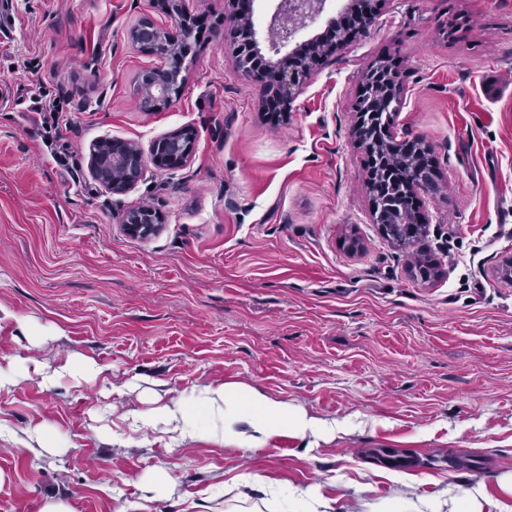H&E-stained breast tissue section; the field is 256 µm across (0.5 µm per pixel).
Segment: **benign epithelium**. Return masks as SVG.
<instances>
[{"mask_svg": "<svg viewBox=\"0 0 512 512\" xmlns=\"http://www.w3.org/2000/svg\"><path fill=\"white\" fill-rule=\"evenodd\" d=\"M323 2L324 0H278L270 27L277 30L279 38L271 44V50L278 54L287 47L289 51L276 60H265L262 68L255 62V55L261 53V50L254 27L248 25V20L238 10L231 12L230 35L237 68L259 87L261 100L267 111L279 114L288 112L295 95L310 74L311 62L343 46L352 34H366L375 19V10L367 8L362 22L352 34L332 27L324 37H313L294 47L290 46L297 23L314 21L322 10ZM165 3L166 11L178 18L177 27L159 28L152 18L144 16L131 30L130 37L138 47L164 57L167 66L178 67L188 50L187 35L192 19L184 0H165ZM165 74L166 70L153 67L139 73V87L153 97L156 107L168 100ZM193 143V133L189 130L172 132L154 141L147 150L133 142L99 140L90 148V173L105 191L124 194L134 189L142 180L149 161L165 170L179 169L186 165L192 154ZM157 228L155 213L151 210L137 209L126 215L125 230L132 236L147 238Z\"/></svg>", "mask_w": 512, "mask_h": 512, "instance_id": "7a95c632", "label": "benign epithelium"}]
</instances>
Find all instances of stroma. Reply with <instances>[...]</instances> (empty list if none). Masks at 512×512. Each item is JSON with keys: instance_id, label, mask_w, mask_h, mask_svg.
Instances as JSON below:
<instances>
[{"instance_id": "1", "label": "stroma", "mask_w": 512, "mask_h": 512, "mask_svg": "<svg viewBox=\"0 0 512 512\" xmlns=\"http://www.w3.org/2000/svg\"><path fill=\"white\" fill-rule=\"evenodd\" d=\"M0 30V366L92 359L91 382L36 375L0 388V512H217L238 475L281 489L319 487L334 512H410L482 485V512L512 505V0H380L368 33L326 56L286 120L265 116L224 34L227 0H187L192 35L182 89L145 111L137 77L164 61L130 39L155 0H5ZM402 75L390 133L431 149L436 189L408 249L373 224L353 105L368 68ZM67 100L57 128L73 168L46 144L32 90ZM196 133L187 164L147 165L125 194L90 174V147H149ZM162 216L129 236V210ZM435 274L422 280L417 260ZM28 320L62 335L35 343ZM221 382L258 391L331 434H281L260 448L200 437L182 447L148 431L124 446L128 409H150ZM123 393H113V386ZM53 441L34 454L35 429ZM416 455V470L377 451ZM169 470L170 497L139 478Z\"/></svg>"}]
</instances>
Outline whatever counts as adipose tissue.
I'll return each instance as SVG.
<instances>
[{
    "label": "adipose tissue",
    "instance_id": "1",
    "mask_svg": "<svg viewBox=\"0 0 512 512\" xmlns=\"http://www.w3.org/2000/svg\"><path fill=\"white\" fill-rule=\"evenodd\" d=\"M29 372L39 376L44 388L51 389L65 378L77 382L92 381L97 377L99 367L93 361L73 355L56 367L38 362L30 366L22 361L6 369L0 368V388ZM126 419L131 431L158 430L178 446L205 434L220 441L228 439L256 448L273 435L289 432L302 438L315 428L311 420L289 410L279 401L221 383L203 385L180 400L146 411H129ZM240 481L244 486L260 488L262 495L249 506L236 505L229 512H333L318 487L291 491L283 499L276 486L260 475H244Z\"/></svg>",
    "mask_w": 512,
    "mask_h": 512
}]
</instances>
